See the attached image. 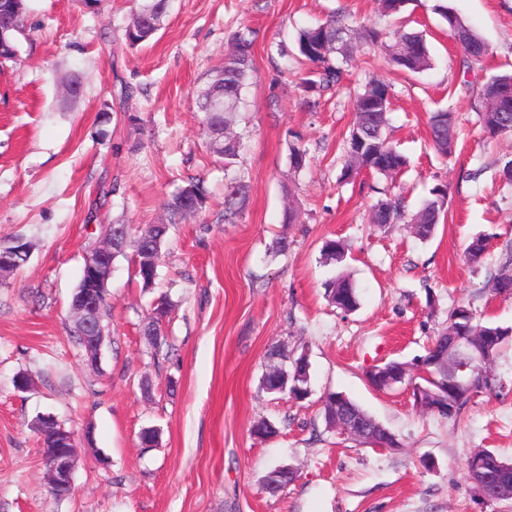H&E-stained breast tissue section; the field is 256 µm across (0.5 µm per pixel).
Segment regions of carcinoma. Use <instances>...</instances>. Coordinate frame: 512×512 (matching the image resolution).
<instances>
[{"label":"carcinoma","instance_id":"carcinoma-1","mask_svg":"<svg viewBox=\"0 0 512 512\" xmlns=\"http://www.w3.org/2000/svg\"><path fill=\"white\" fill-rule=\"evenodd\" d=\"M380 12L385 17L402 15L409 0H378ZM169 7V0H143L132 22L125 32L129 45L136 46L147 42L161 28ZM433 10L447 24L448 36L457 40L463 51V61L478 64L488 53V47L481 36L466 24L447 0H437ZM388 61L398 70L416 74L432 68V59L426 39L420 32L397 29L387 32L369 27L361 32H352L345 23L344 14L333 11L327 19L315 26L306 27L297 32L293 47L279 44L280 57H291L308 67L307 75L301 78L300 87L304 93L305 104L310 108L319 105L322 94L328 90L339 89L344 85L348 69L346 65L354 54L365 45L385 43ZM254 72L253 39L243 33L235 36L233 49L225 55L224 62L216 67L209 81L201 91L199 109L203 113V125L211 144L212 152L224 160V169L235 166L242 147V136L230 129L233 115L238 112L243 93ZM223 76L224 104L220 108L213 106L212 87L217 76ZM482 102L478 119L484 131L496 137L512 134V74L490 76L479 90ZM391 104V84L384 79L375 78L367 82L362 89L354 91V121L344 144V166L341 178L350 180L361 172L368 171L386 178H395L405 172L409 161L388 139V112ZM457 118L454 113L442 110L431 113L429 128L433 147L445 157L454 154L457 142ZM246 181L240 173L233 178L224 196V220H229L242 211L246 202ZM201 209L205 201L202 186L190 182L167 203V209L174 217L186 215L188 202ZM448 204V186L437 185L431 190V196L423 201L417 211L406 214L401 197L393 196L379 200L372 208L371 223L384 227L397 224L410 218L415 237L420 241L432 239L441 218L445 217ZM168 225L151 224L146 227L135 242L136 275L143 287L153 286L157 268L166 242ZM485 243L481 238L473 240L466 249L465 260L477 266L482 264ZM323 255L327 262L340 264L346 258V245L341 241L329 240L323 246ZM328 301L345 312L359 308V294L352 281L339 275L325 284ZM491 290L497 295H512V277L507 274L496 275L491 280ZM470 337L471 349L480 350L486 345V337H492L491 353L497 355L501 346L512 337V326H501L483 320L469 307L460 305L448 314V322L435 336L438 343L450 335ZM304 355L288 356V395L296 401H302L309 394L310 382L306 379L302 362ZM471 377L474 389L478 392L495 391V380L484 373L476 364L472 365ZM453 385H448V406L437 411V415L446 419L455 418L469 397L462 393L451 394ZM336 393H325L321 413L327 428H332L336 418L359 424L360 433L356 441L371 443L373 429L372 416L354 401L345 407L336 409L332 399ZM469 480L479 486L486 475L497 471L504 473L507 480L496 500L512 499V459L501 457L496 451L480 449L470 454L465 463ZM293 477L283 475L279 469L268 473L266 488L271 493L285 489Z\"/></svg>","mask_w":512,"mask_h":512}]
</instances>
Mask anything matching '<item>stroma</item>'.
I'll return each mask as SVG.
<instances>
[{"instance_id": "35a3bbf8", "label": "stroma", "mask_w": 512, "mask_h": 512, "mask_svg": "<svg viewBox=\"0 0 512 512\" xmlns=\"http://www.w3.org/2000/svg\"><path fill=\"white\" fill-rule=\"evenodd\" d=\"M140 2L24 0L18 55L0 63V243L20 237L31 249L0 279V512H512V500L481 497L465 470L478 449L512 458V339L491 371L500 392L473 396L454 420L418 411L408 386L382 392L365 377L423 358L458 305L512 326V298L489 285L512 262V188L497 176L512 136L487 141L477 116L483 83L512 71V0H448L490 48L474 70L463 68L435 0H415L405 14L426 37L430 70L406 75L377 46L356 56L353 84L394 86L388 134L410 167L394 181L364 172L351 183L340 179L353 122L347 89L308 111L300 70H286L275 46L338 8L352 29L395 27L375 0H171L154 38L132 47L124 32ZM240 32L254 40L255 72L234 124L248 188L228 221L234 172L210 150L196 101ZM73 77L83 86L76 98L63 92ZM438 109L460 122L449 160L430 144ZM294 143L307 149L308 168L291 167ZM192 181L205 205L171 224L154 286H142L132 253L115 260L109 333L100 362L87 366L69 307L85 253L108 224L137 234L168 222L167 202ZM439 184L448 213L431 240L406 224H371L385 195L404 193L413 211ZM291 207L298 220L288 224ZM479 236L487 253L475 267L464 251ZM282 237L284 255L274 250ZM329 239L347 243L343 263L324 259ZM339 274L359 292L354 312L325 295ZM162 297L170 313L157 350L142 326ZM274 348L308 354L306 400L262 389ZM22 374L25 392L15 387ZM328 391L359 404L399 448L326 429ZM40 415L89 435L64 500L49 492ZM262 419L282 423L280 435L254 436ZM147 427L159 431L151 447L139 439ZM279 465L297 476L274 497L264 479Z\"/></svg>"}]
</instances>
